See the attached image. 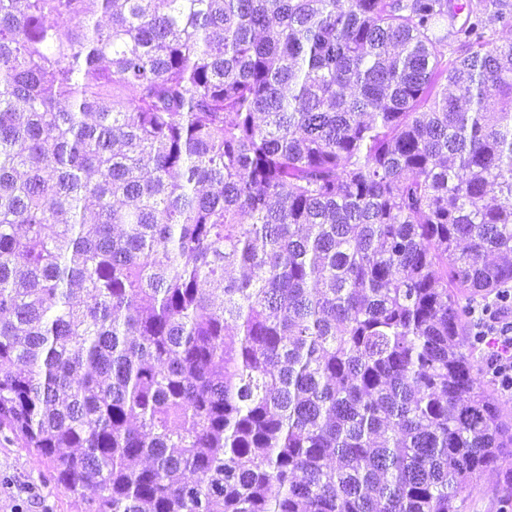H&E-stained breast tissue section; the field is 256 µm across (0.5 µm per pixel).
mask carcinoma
I'll list each match as a JSON object with an SVG mask.
<instances>
[{
	"label": "carcinoma",
	"instance_id": "cac0c4a2",
	"mask_svg": "<svg viewBox=\"0 0 512 512\" xmlns=\"http://www.w3.org/2000/svg\"><path fill=\"white\" fill-rule=\"evenodd\" d=\"M456 15L0 0V428L58 486L461 512L505 461L462 297L512 283V40Z\"/></svg>",
	"mask_w": 512,
	"mask_h": 512
}]
</instances>
